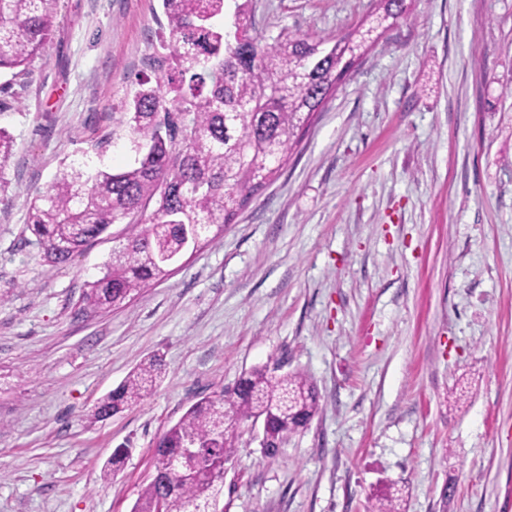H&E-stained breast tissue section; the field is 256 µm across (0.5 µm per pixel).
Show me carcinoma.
Returning a JSON list of instances; mask_svg holds the SVG:
<instances>
[{"instance_id":"cac0c4a2","label":"carcinoma","mask_w":512,"mask_h":512,"mask_svg":"<svg viewBox=\"0 0 512 512\" xmlns=\"http://www.w3.org/2000/svg\"><path fill=\"white\" fill-rule=\"evenodd\" d=\"M167 20L170 71L156 84L140 79L120 123L132 136L135 164L127 169L66 166L31 203L27 229L47 261L66 264L112 224H129L126 243L102 277L89 284L79 311L120 307L152 281L169 275L170 259L207 242V233L233 223L239 210L286 164L300 131L345 79L375 39L362 20L339 37L254 34L252 0H161ZM377 25L397 20L405 0H375ZM59 0H0V70H14L50 39ZM152 208L148 217L145 209ZM257 367L231 390L200 398L158 438L155 457L196 443L210 468L185 473L171 486L146 483L133 512H168L214 505L224 493L220 470L234 453L240 424L265 422L263 452L305 429L319 396L303 372ZM166 374L163 356L144 359L115 389L97 399L90 418L106 420L142 403ZM405 489L395 487L370 512H400Z\"/></svg>"}]
</instances>
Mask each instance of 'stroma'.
<instances>
[{"mask_svg": "<svg viewBox=\"0 0 512 512\" xmlns=\"http://www.w3.org/2000/svg\"><path fill=\"white\" fill-rule=\"evenodd\" d=\"M370 10L255 0V29L337 36ZM165 23L159 0H59L45 49L0 73V512H130L158 437L278 360L320 410L272 458L241 425L220 512H366L393 483L404 512H512V0H414L233 224L84 315L128 225L53 265L29 208L71 161L133 165L121 103L164 72ZM155 352V393L89 421Z\"/></svg>", "mask_w": 512, "mask_h": 512, "instance_id": "stroma-1", "label": "stroma"}]
</instances>
